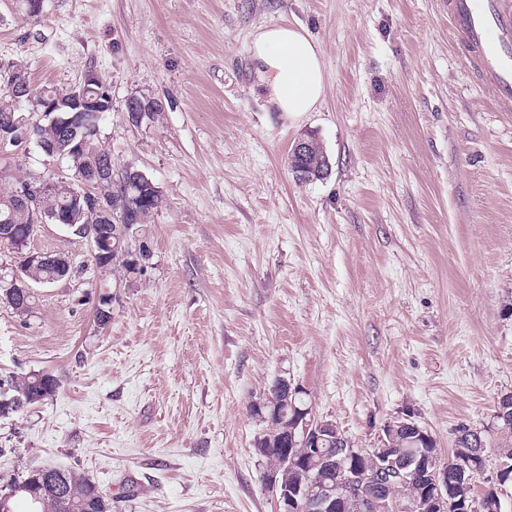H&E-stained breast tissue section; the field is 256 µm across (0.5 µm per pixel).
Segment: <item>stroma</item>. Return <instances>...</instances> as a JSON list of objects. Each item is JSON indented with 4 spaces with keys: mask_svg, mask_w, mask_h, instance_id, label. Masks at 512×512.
I'll return each instance as SVG.
<instances>
[{
    "mask_svg": "<svg viewBox=\"0 0 512 512\" xmlns=\"http://www.w3.org/2000/svg\"><path fill=\"white\" fill-rule=\"evenodd\" d=\"M441 0H45L30 23L0 0V89L96 72L112 109V171L153 179V258L100 281L86 241L42 225L30 246L74 275L0 304V381L59 387L0 417V475L83 473L112 512H278L250 406L280 376L358 448L412 416L450 456L458 425L493 420L512 393V100L490 102ZM302 24L322 46L318 111L266 109L251 35ZM131 96L162 99L135 127ZM312 134L330 169L297 182ZM65 176L35 145L0 154V189ZM117 299L94 321L100 284Z\"/></svg>",
    "mask_w": 512,
    "mask_h": 512,
    "instance_id": "1",
    "label": "stroma"
}]
</instances>
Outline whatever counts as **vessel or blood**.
Here are the masks:
<instances>
[{"label": "vessel or blood", "mask_w": 512, "mask_h": 512, "mask_svg": "<svg viewBox=\"0 0 512 512\" xmlns=\"http://www.w3.org/2000/svg\"><path fill=\"white\" fill-rule=\"evenodd\" d=\"M448 22L482 88L512 98V0H448Z\"/></svg>", "instance_id": "1"}]
</instances>
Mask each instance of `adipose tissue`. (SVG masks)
I'll list each match as a JSON object with an SVG mask.
<instances>
[{
  "instance_id": "adipose-tissue-1",
  "label": "adipose tissue",
  "mask_w": 512,
  "mask_h": 512,
  "mask_svg": "<svg viewBox=\"0 0 512 512\" xmlns=\"http://www.w3.org/2000/svg\"><path fill=\"white\" fill-rule=\"evenodd\" d=\"M250 52L268 111L291 115L316 111L326 94L323 51L303 25L259 26Z\"/></svg>"
}]
</instances>
